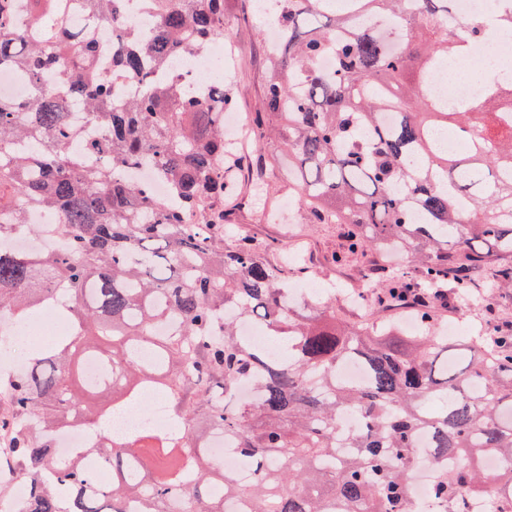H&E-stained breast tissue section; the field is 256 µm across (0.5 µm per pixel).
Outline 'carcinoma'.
Listing matches in <instances>:
<instances>
[{
    "label": "carcinoma",
    "instance_id": "obj_1",
    "mask_svg": "<svg viewBox=\"0 0 512 512\" xmlns=\"http://www.w3.org/2000/svg\"><path fill=\"white\" fill-rule=\"evenodd\" d=\"M283 40L270 61L255 140H276L299 175L311 224H347L346 254L361 259L365 290L382 308L415 306L412 336L373 321L336 322V302L298 310L299 263L267 259L276 244L224 247V109L219 83L203 92L175 68L227 35L224 0H138L152 23H127V0H0V68L25 76L29 95H0V315L58 310L68 336L31 351L0 382V460L12 459L32 493L24 512H420L411 475L432 463L433 497L466 512L471 491L512 499V334L474 344L448 366V337L432 327L440 299L483 306L512 288V86L454 108L430 102L425 81L486 29L442 26L450 0H344L364 15L404 23L400 48L328 0H280ZM77 14L84 25L72 24ZM112 26V77L98 30ZM331 54L334 70L320 68ZM136 94L115 103L116 83ZM82 111L101 131L72 121ZM463 152H442L435 132ZM141 170L164 184L158 198ZM45 213L70 241L58 253L13 250L1 239ZM413 254L381 269L368 253ZM253 320L285 354L270 357L239 334ZM366 373L349 384L339 365ZM99 361V385L84 364ZM248 385L252 401L239 396ZM146 389L166 397L172 429L131 437L104 430ZM363 428L336 426L344 411ZM79 423L98 430L69 458L40 434ZM213 435L235 444L256 474L241 483L213 460Z\"/></svg>",
    "mask_w": 512,
    "mask_h": 512
}]
</instances>
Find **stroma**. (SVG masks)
Here are the masks:
<instances>
[{
	"label": "stroma",
	"mask_w": 512,
	"mask_h": 512,
	"mask_svg": "<svg viewBox=\"0 0 512 512\" xmlns=\"http://www.w3.org/2000/svg\"><path fill=\"white\" fill-rule=\"evenodd\" d=\"M224 20L228 30L230 55L224 68V91L240 116L258 111L263 106V85L267 65L266 16L258 12L256 0H224ZM276 161V172L268 185L251 181L256 165ZM238 175V195L225 202L230 217L231 238L251 237L279 242L273 261L285 255L303 252L309 268L308 282L318 290L332 291L336 286L358 282L357 264L344 258V231L341 224H310L306 211L298 203L295 190L288 187V158L279 147L245 151ZM440 327H454L449 344L462 358H470L472 336L512 321V292L506 294L495 316L476 310L459 318L456 309L439 308L436 316Z\"/></svg>",
	"instance_id": "stroma-1"
}]
</instances>
